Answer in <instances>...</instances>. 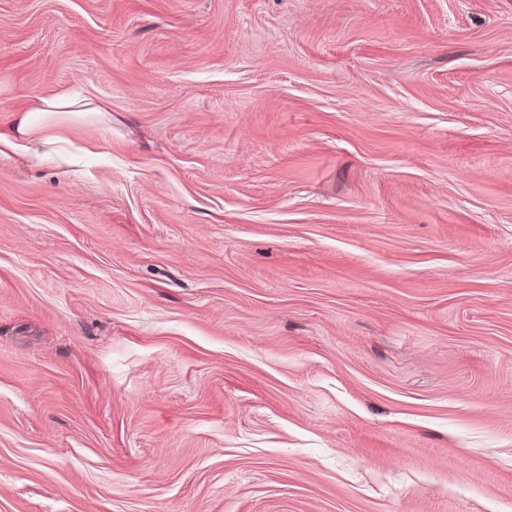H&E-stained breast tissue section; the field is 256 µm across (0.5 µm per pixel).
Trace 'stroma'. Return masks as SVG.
I'll use <instances>...</instances> for the list:
<instances>
[{
    "instance_id": "obj_1",
    "label": "stroma",
    "mask_w": 512,
    "mask_h": 512,
    "mask_svg": "<svg viewBox=\"0 0 512 512\" xmlns=\"http://www.w3.org/2000/svg\"><path fill=\"white\" fill-rule=\"evenodd\" d=\"M0 512H512V0H0ZM103 112L78 92L41 96L27 110L17 112L10 133H0V145L4 143L18 152L46 155L42 151L46 146L65 141L57 134L59 130L74 122L99 118Z\"/></svg>"
}]
</instances>
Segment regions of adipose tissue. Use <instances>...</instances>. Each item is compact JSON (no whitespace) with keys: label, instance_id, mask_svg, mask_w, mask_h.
Wrapping results in <instances>:
<instances>
[{"label":"adipose tissue","instance_id":"1","mask_svg":"<svg viewBox=\"0 0 512 512\" xmlns=\"http://www.w3.org/2000/svg\"><path fill=\"white\" fill-rule=\"evenodd\" d=\"M101 113V108L74 91L41 96L28 109L17 112L10 133H0V144L38 154L60 142L59 132L67 125L99 118Z\"/></svg>","mask_w":512,"mask_h":512}]
</instances>
